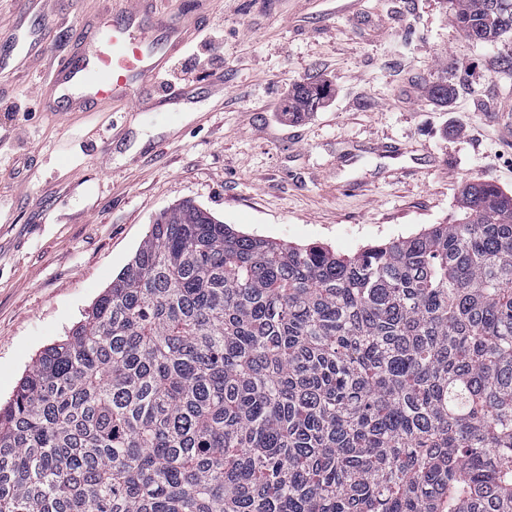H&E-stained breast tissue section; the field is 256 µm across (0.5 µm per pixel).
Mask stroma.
<instances>
[{"instance_id": "1", "label": "stroma", "mask_w": 512, "mask_h": 512, "mask_svg": "<svg viewBox=\"0 0 512 512\" xmlns=\"http://www.w3.org/2000/svg\"><path fill=\"white\" fill-rule=\"evenodd\" d=\"M151 0L199 28L164 78L192 85L171 125L146 112L58 115L37 89L82 21L120 0H46V52L0 94V403L83 319L154 219L190 200L233 229L344 253L449 221L462 185L512 194V34L481 44L440 0ZM224 74V94L205 87ZM448 74L451 103L429 87ZM332 95L289 118L293 85ZM28 112L25 121L11 120ZM129 141L112 142L113 127Z\"/></svg>"}]
</instances>
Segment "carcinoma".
<instances>
[{
  "instance_id": "1",
  "label": "carcinoma",
  "mask_w": 512,
  "mask_h": 512,
  "mask_svg": "<svg viewBox=\"0 0 512 512\" xmlns=\"http://www.w3.org/2000/svg\"><path fill=\"white\" fill-rule=\"evenodd\" d=\"M445 3L512 31V0ZM0 512H512V195L473 178L353 255L161 212L0 407Z\"/></svg>"
}]
</instances>
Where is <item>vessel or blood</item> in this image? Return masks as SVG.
Wrapping results in <instances>:
<instances>
[{
	"label": "vessel or blood",
	"mask_w": 512,
	"mask_h": 512,
	"mask_svg": "<svg viewBox=\"0 0 512 512\" xmlns=\"http://www.w3.org/2000/svg\"><path fill=\"white\" fill-rule=\"evenodd\" d=\"M116 14L89 17L40 94L53 112H99L121 103L133 112H159L170 100L193 98L184 87L160 90L157 79L190 41L183 21L155 18L149 0H125ZM43 0H25L11 39L0 49V70L17 73L43 54L47 33L35 19Z\"/></svg>",
	"instance_id": "1"
}]
</instances>
